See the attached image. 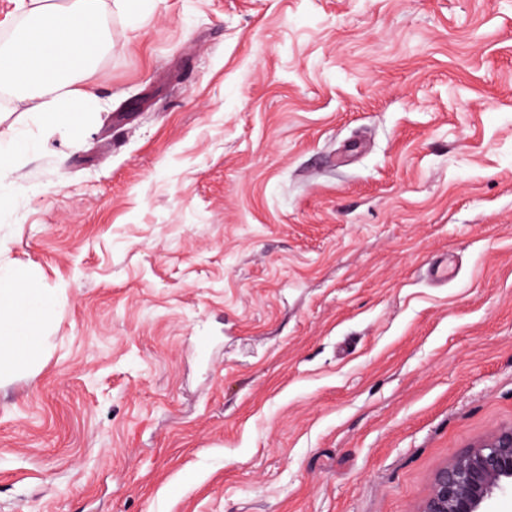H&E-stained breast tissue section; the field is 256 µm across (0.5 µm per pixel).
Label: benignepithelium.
I'll use <instances>...</instances> for the list:
<instances>
[{
    "instance_id": "obj_1",
    "label": "benign epithelium",
    "mask_w": 512,
    "mask_h": 512,
    "mask_svg": "<svg viewBox=\"0 0 512 512\" xmlns=\"http://www.w3.org/2000/svg\"><path fill=\"white\" fill-rule=\"evenodd\" d=\"M508 492L512 493V427L439 469L420 512H488L490 502Z\"/></svg>"
}]
</instances>
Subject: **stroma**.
<instances>
[{"instance_id":"1","label":"stroma","mask_w":512,"mask_h":512,"mask_svg":"<svg viewBox=\"0 0 512 512\" xmlns=\"http://www.w3.org/2000/svg\"><path fill=\"white\" fill-rule=\"evenodd\" d=\"M106 23L105 111L0 199V268L58 297L0 512H419L512 426V0Z\"/></svg>"}]
</instances>
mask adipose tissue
I'll use <instances>...</instances> for the list:
<instances>
[{"instance_id": "adipose-tissue-1", "label": "adipose tissue", "mask_w": 512, "mask_h": 512, "mask_svg": "<svg viewBox=\"0 0 512 512\" xmlns=\"http://www.w3.org/2000/svg\"><path fill=\"white\" fill-rule=\"evenodd\" d=\"M25 19L0 42V95L43 132L78 134L102 109L86 75L112 49L105 0H19ZM57 297L27 268L0 271V380L44 360L43 330Z\"/></svg>"}]
</instances>
